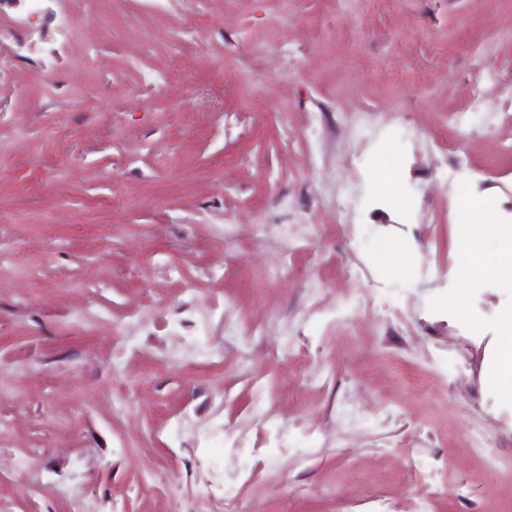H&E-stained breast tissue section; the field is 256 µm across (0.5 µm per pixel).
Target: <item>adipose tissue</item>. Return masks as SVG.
Instances as JSON below:
<instances>
[{
  "instance_id": "1",
  "label": "adipose tissue",
  "mask_w": 512,
  "mask_h": 512,
  "mask_svg": "<svg viewBox=\"0 0 512 512\" xmlns=\"http://www.w3.org/2000/svg\"><path fill=\"white\" fill-rule=\"evenodd\" d=\"M460 233L464 247L463 259L472 277L493 275L502 287L512 288V230H502L497 224H461ZM499 235L502 244L494 257H487L485 239Z\"/></svg>"
}]
</instances>
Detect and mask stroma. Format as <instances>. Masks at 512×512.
I'll list each match as a JSON object with an SVG mask.
<instances>
[{"label": "stroma", "mask_w": 512, "mask_h": 512, "mask_svg": "<svg viewBox=\"0 0 512 512\" xmlns=\"http://www.w3.org/2000/svg\"><path fill=\"white\" fill-rule=\"evenodd\" d=\"M491 113L512 0H0V512H506ZM463 259L469 274L477 278L491 273L503 288H512V228L502 230L497 224H459ZM496 234L501 237L502 244L494 259H487L484 246L485 239ZM470 448L473 453L483 459L488 477L490 479L498 478L500 470L498 447L477 426L473 427L471 433Z\"/></svg>", "instance_id": "35a3bbf8"}]
</instances>
